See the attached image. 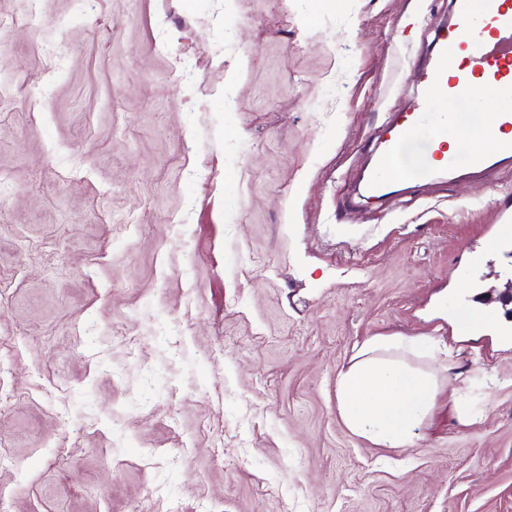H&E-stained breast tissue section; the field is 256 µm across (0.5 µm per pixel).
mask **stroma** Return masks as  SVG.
Instances as JSON below:
<instances>
[{
  "mask_svg": "<svg viewBox=\"0 0 512 512\" xmlns=\"http://www.w3.org/2000/svg\"><path fill=\"white\" fill-rule=\"evenodd\" d=\"M448 8L0 0V512H512V166L358 195ZM393 335L402 448L337 400ZM436 348L416 338L373 337L363 343L339 380L341 416L347 427L377 445L402 448L433 405L438 376L412 366L435 358Z\"/></svg>",
  "mask_w": 512,
  "mask_h": 512,
  "instance_id": "1",
  "label": "stroma"
}]
</instances>
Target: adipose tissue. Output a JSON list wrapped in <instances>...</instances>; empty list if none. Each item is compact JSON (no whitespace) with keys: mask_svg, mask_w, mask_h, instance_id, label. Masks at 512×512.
I'll list each match as a JSON object with an SVG mask.
<instances>
[{"mask_svg":"<svg viewBox=\"0 0 512 512\" xmlns=\"http://www.w3.org/2000/svg\"><path fill=\"white\" fill-rule=\"evenodd\" d=\"M435 348L416 338L374 337L363 343L339 380L341 416L355 434L391 448L407 444L433 405L439 379L412 366Z\"/></svg>","mask_w":512,"mask_h":512,"instance_id":"1","label":"adipose tissue"}]
</instances>
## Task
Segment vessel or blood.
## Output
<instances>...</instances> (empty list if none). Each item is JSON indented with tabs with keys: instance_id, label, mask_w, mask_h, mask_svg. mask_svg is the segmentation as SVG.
<instances>
[{
	"instance_id": "obj_1",
	"label": "vessel or blood",
	"mask_w": 512,
	"mask_h": 512,
	"mask_svg": "<svg viewBox=\"0 0 512 512\" xmlns=\"http://www.w3.org/2000/svg\"><path fill=\"white\" fill-rule=\"evenodd\" d=\"M453 13L454 23L434 33V58L417 70L426 96L397 113L379 139L380 170L365 179L367 197L401 193L405 177L387 178L381 171L391 165L395 148L407 136L426 130L433 137L449 139L455 128L472 127L470 112L477 89L485 87L500 97H512V0H453ZM496 125L504 130V138L485 149L468 150L462 157L437 149L422 161L418 178L452 173L462 166L487 173L512 162L511 105L497 111Z\"/></svg>"
}]
</instances>
